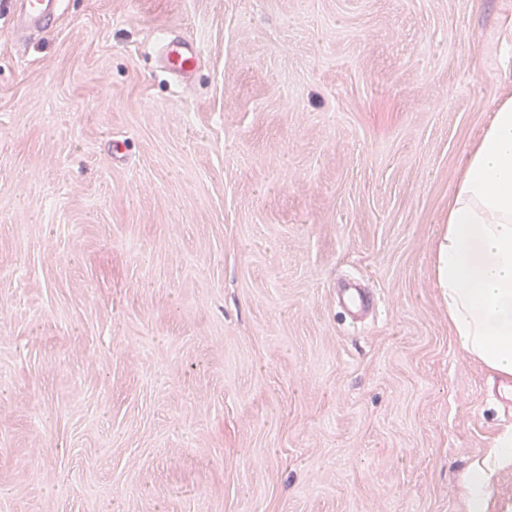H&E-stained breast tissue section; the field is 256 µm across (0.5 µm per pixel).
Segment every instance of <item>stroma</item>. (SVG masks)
<instances>
[{
  "mask_svg": "<svg viewBox=\"0 0 512 512\" xmlns=\"http://www.w3.org/2000/svg\"><path fill=\"white\" fill-rule=\"evenodd\" d=\"M511 89L512 0L0 13V512H466L433 251ZM9 13L17 29L39 32L63 10V0H10ZM162 58L171 72L182 76L189 74L195 64V55L191 49H184L172 42L164 44Z\"/></svg>",
  "mask_w": 512,
  "mask_h": 512,
  "instance_id": "35a3bbf8",
  "label": "stroma"
}]
</instances>
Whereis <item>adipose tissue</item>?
Listing matches in <instances>:
<instances>
[{"label":"adipose tissue","mask_w":512,"mask_h":512,"mask_svg":"<svg viewBox=\"0 0 512 512\" xmlns=\"http://www.w3.org/2000/svg\"><path fill=\"white\" fill-rule=\"evenodd\" d=\"M435 278L460 349L503 381L512 380V91L469 147L448 198L434 253ZM512 468V426L493 438L485 457L461 478L467 512H512L493 503L497 474Z\"/></svg>","instance_id":"1"}]
</instances>
